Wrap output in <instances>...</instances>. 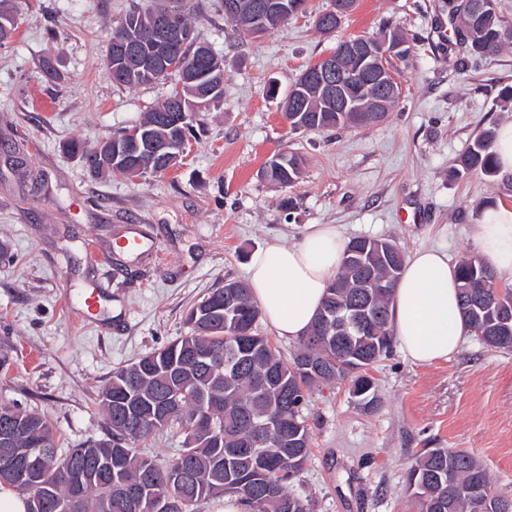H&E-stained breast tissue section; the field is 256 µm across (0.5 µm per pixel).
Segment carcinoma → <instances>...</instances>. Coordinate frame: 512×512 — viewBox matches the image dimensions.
Returning <instances> with one entry per match:
<instances>
[{
  "label": "carcinoma",
  "mask_w": 512,
  "mask_h": 512,
  "mask_svg": "<svg viewBox=\"0 0 512 512\" xmlns=\"http://www.w3.org/2000/svg\"><path fill=\"white\" fill-rule=\"evenodd\" d=\"M173 9L174 24L184 38L167 46L181 64L161 77L131 74L157 53L159 44L142 40L149 14ZM190 0H144L112 30L136 43L135 60L110 59L106 73L112 83L137 86L158 80L171 82L166 99L145 113L140 122V143L166 141L169 151L181 154L183 130L195 117L176 124L179 113L170 111L171 99L182 94L198 102L203 83H186L182 68L198 76L224 63L209 46L199 45L191 22ZM448 16L459 19L460 41L472 54L491 56L512 41V26L504 25L495 0H448ZM243 34L262 25L259 12L225 15ZM376 48L396 44L404 58L410 47L395 31L371 39ZM351 96L357 109L345 110L336 98L318 90L315 80L301 76L286 96V116L293 129L324 130L367 120L379 89L354 80L362 71L359 59H345ZM495 132L478 136L457 158L455 173L499 172L494 153ZM68 155L78 158L92 176L102 173L96 147L72 140ZM269 168V181L282 183V171L294 182L301 160L283 151ZM391 242L357 237L348 242L344 262L330 281L321 309L291 359L282 357L269 338L259 334L258 305L245 286L224 284L191 306L186 315L188 332L175 342L112 372L98 406L111 429L105 439L58 455L56 432L40 414L19 405H0V436L12 434L11 453L26 459L27 450L39 453L26 476H1L0 491L13 490L23 499L25 512H204L206 504L225 495L238 497L246 512H311V502L295 495L310 453L311 435L304 410L315 390L336 381L348 383L350 394L368 408L378 404L375 383L368 370L390 356L392 336L389 308L404 265L403 252L390 250ZM460 315L476 340L502 348L512 343V287H498L497 271L471 257L457 266ZM139 398L142 413L126 416L122 403ZM184 433L183 448L168 462L147 455L140 444L164 429ZM183 472V483L170 482ZM408 488L418 499L420 512H512V497L498 491L486 466L463 449L425 448L415 458Z\"/></svg>",
  "instance_id": "carcinoma-1"
}]
</instances>
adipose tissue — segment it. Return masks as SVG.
Returning a JSON list of instances; mask_svg holds the SVG:
<instances>
[{"label":"adipose tissue","mask_w":512,"mask_h":512,"mask_svg":"<svg viewBox=\"0 0 512 512\" xmlns=\"http://www.w3.org/2000/svg\"><path fill=\"white\" fill-rule=\"evenodd\" d=\"M473 239L486 264L512 273L511 209H486ZM347 244L336 225L312 224L295 244L273 238L252 254L247 286L278 336L292 340L307 334ZM390 327L414 364L430 365L459 350L468 329L446 253L422 249L408 256L392 294Z\"/></svg>","instance_id":"obj_1"}]
</instances>
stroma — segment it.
Returning a JSON list of instances; mask_svg holds the SVG:
<instances>
[{"instance_id": "stroma-1", "label": "stroma", "mask_w": 512, "mask_h": 512, "mask_svg": "<svg viewBox=\"0 0 512 512\" xmlns=\"http://www.w3.org/2000/svg\"><path fill=\"white\" fill-rule=\"evenodd\" d=\"M134 0H11L17 29L0 46V402L47 417L61 450L107 438L99 394L113 370L187 333L188 308L246 278L271 238L300 239L334 224L347 238H386L404 253L433 247L451 264L476 256L472 234L490 205L512 208V174L455 176L457 157L484 130L512 121L499 98L512 86V44L463 56L448 0H359L328 36L310 14L251 39L218 0H191L200 42L224 57V100L201 117L164 175L91 177L63 143L96 144L139 124L169 92L122 87L105 73L108 39ZM409 41L390 58L401 95L384 121L291 130L284 99L300 73L338 41ZM63 78L45 82L44 59ZM299 156L294 183L261 180L276 152ZM295 208L283 210V199ZM144 237L141 258L116 249ZM101 297L94 320L79 302ZM378 405L364 409L347 383L314 391L304 414L311 451L296 494L313 512H418L408 470L425 448H464L512 495V351L467 338L447 361L417 366L401 350L374 365Z\"/></svg>"}]
</instances>
